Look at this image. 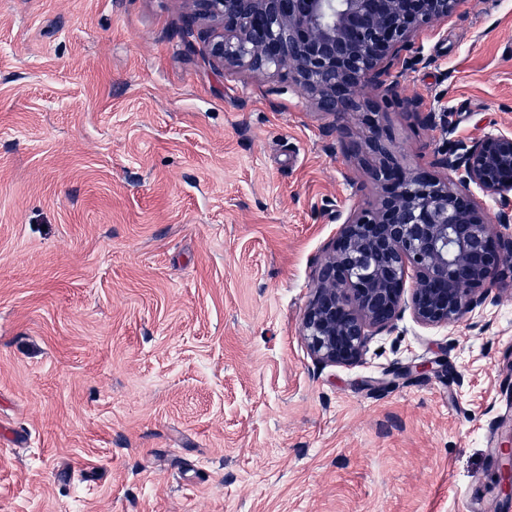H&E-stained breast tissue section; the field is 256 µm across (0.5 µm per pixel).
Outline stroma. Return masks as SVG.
<instances>
[{
    "label": "stroma",
    "instance_id": "obj_1",
    "mask_svg": "<svg viewBox=\"0 0 512 512\" xmlns=\"http://www.w3.org/2000/svg\"><path fill=\"white\" fill-rule=\"evenodd\" d=\"M191 9L0 0V512H500L512 291L316 363L313 272L377 195L364 124L218 67ZM409 53L371 107L406 164L512 128V0Z\"/></svg>",
    "mask_w": 512,
    "mask_h": 512
}]
</instances>
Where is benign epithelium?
Returning <instances> with one entry per match:
<instances>
[{
	"label": "benign epithelium",
	"mask_w": 512,
	"mask_h": 512,
	"mask_svg": "<svg viewBox=\"0 0 512 512\" xmlns=\"http://www.w3.org/2000/svg\"><path fill=\"white\" fill-rule=\"evenodd\" d=\"M184 32L211 24L208 55L230 71L276 75L314 97L346 130L371 102L368 88L395 93L390 69L410 38L453 14L462 0H192ZM375 158L371 175L382 189L372 208L350 214L316 267L301 335L315 361L352 365L371 340L395 331L410 312L429 328L449 327L481 307L493 287H512V216L494 224L485 201L512 210V129L439 149L433 165L454 177L408 168L376 126L353 142ZM414 285L406 287L407 278ZM503 507L512 508V438L501 448Z\"/></svg>",
	"instance_id": "benign-epithelium-1"
}]
</instances>
